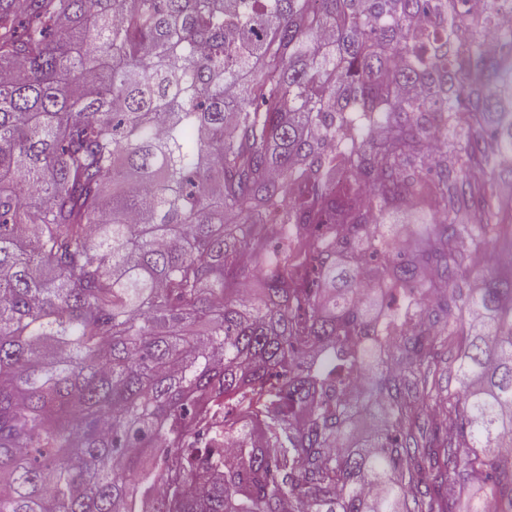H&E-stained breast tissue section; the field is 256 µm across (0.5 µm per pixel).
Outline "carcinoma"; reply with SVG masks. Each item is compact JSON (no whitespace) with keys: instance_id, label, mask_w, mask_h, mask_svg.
I'll return each instance as SVG.
<instances>
[{"instance_id":"cac0c4a2","label":"carcinoma","mask_w":512,"mask_h":512,"mask_svg":"<svg viewBox=\"0 0 512 512\" xmlns=\"http://www.w3.org/2000/svg\"><path fill=\"white\" fill-rule=\"evenodd\" d=\"M468 2L0 0V512H512V267L458 278L512 239L489 179L512 29L497 56L470 31L512 0ZM415 189L441 220L382 276L448 296L391 349L358 445L345 389L378 317L348 256L386 251ZM440 334L462 338L446 395ZM433 391L442 439L412 410Z\"/></svg>"}]
</instances>
